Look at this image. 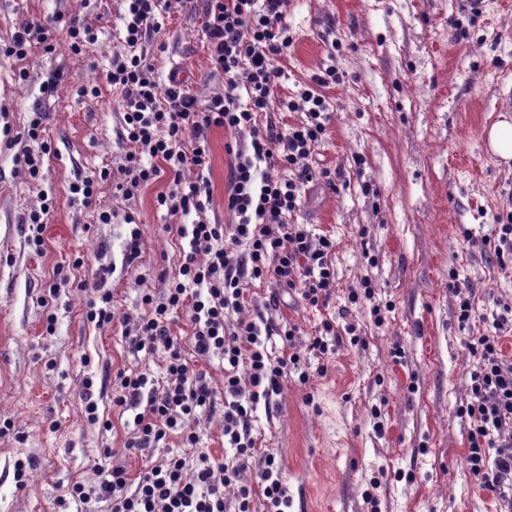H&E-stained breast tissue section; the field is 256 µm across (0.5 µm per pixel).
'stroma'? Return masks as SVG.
Here are the masks:
<instances>
[{"instance_id":"obj_1","label":"stroma","mask_w":512,"mask_h":512,"mask_svg":"<svg viewBox=\"0 0 512 512\" xmlns=\"http://www.w3.org/2000/svg\"><path fill=\"white\" fill-rule=\"evenodd\" d=\"M124 0H0V512H111L97 488L112 463L130 478L180 451L177 435L158 447H128L134 411L113 399L120 372L149 374L163 386V355L132 339L143 295L161 298L186 240L180 217L157 203L169 177L133 197L117 190L128 146L122 94L106 84L121 51ZM79 18L98 37L86 55L57 38L52 51H9L29 19ZM161 29L143 50L160 74L185 71L200 100L223 92L210 62L203 0H161ZM294 43L278 66L271 100L293 96L335 69L322 88L326 134L309 163L319 177L305 188L293 223L335 243L327 305H306L275 280L253 282L241 314L298 326L306 346L323 320L338 331L334 355L306 351L278 394L251 421L259 455L280 461L286 512H502L465 465L473 338L489 333L501 304H512V261L487 246L498 218L512 212V166L489 152L486 129L512 118V10L500 0H287ZM54 89H47L49 78ZM99 86L98 95L83 86ZM43 113L39 138L27 133ZM246 135L209 134V222L224 210L229 144ZM37 176H30V167ZM109 170L93 202L74 184ZM42 248L30 217L42 205ZM134 215L140 253L128 260ZM112 294L114 318L87 322L80 280ZM374 296L361 297L363 284ZM473 302L458 320L459 296ZM170 331L191 368L202 369L211 409L198 413L197 448L224 460V364L198 356L185 314ZM92 376L99 423L87 419L83 379ZM33 460L26 487L15 464ZM84 503L61 502L73 482ZM376 505H368L365 492Z\"/></svg>"}]
</instances>
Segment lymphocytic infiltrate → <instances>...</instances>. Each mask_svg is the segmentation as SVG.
<instances>
[{
    "mask_svg": "<svg viewBox=\"0 0 512 512\" xmlns=\"http://www.w3.org/2000/svg\"><path fill=\"white\" fill-rule=\"evenodd\" d=\"M125 52L112 59L107 79L123 96L126 140L135 150L126 157L124 179L118 188L131 195L169 174L172 187L158 195L159 205L171 213L204 212L211 202L204 175L211 167L208 134L224 128L248 134L249 143L230 148V182L224 207L231 224L199 221L179 225L189 248L180 252L179 277L170 282L161 299L145 295V314L135 344L154 351L164 349L169 383L161 393L145 395V375H120L113 402L136 409L133 448H153L168 433L179 432L184 447L197 444L190 421L210 407L212 392L204 371L191 369L180 345L170 333L173 313L186 311L193 326V347L201 356L213 353L224 359V442L233 452L230 462L219 464L199 454L193 474H185L182 457L171 456L130 484L124 467L109 470L99 493L112 503V512H254L263 499L271 512L286 504L278 478L280 465L264 458L257 485L240 483L255 452L251 415L260 399L279 392L289 368L298 366L299 352L274 359L262 338L260 321L240 319L233 332L224 328L225 313L240 306L245 280L273 278L300 291L309 305L326 304L332 278L328 258L334 248L327 237L311 238L288 218L296 210L300 193L316 172L307 160L326 131L327 105L317 89L336 83L334 69H325L303 88L298 98L281 101V108L304 112L299 124L281 131L275 123L259 125L257 115L270 109V94L282 72L276 61L287 54L293 37L285 21L286 0H204L206 39L211 63L225 77V92L202 101L184 80L169 73L159 80L140 47L149 32L158 31L156 0H125ZM64 31L70 48L81 54L97 37L92 28L70 18L64 27L48 20H31L12 37L11 50L25 56L31 42L51 44ZM146 149L143 163L138 149ZM269 161L289 172L288 178L259 176L260 162ZM195 179L184 180L183 169ZM491 334L478 337L472 350L479 362L471 374L470 400L463 410L470 421L466 462L480 488L512 500V361L505 358L501 335L512 320L500 314ZM246 365L253 387L243 396L239 365ZM235 488L234 501L224 491Z\"/></svg>",
    "mask_w": 512,
    "mask_h": 512,
    "instance_id": "lymphocytic-infiltrate-1",
    "label": "lymphocytic infiltrate"
}]
</instances>
